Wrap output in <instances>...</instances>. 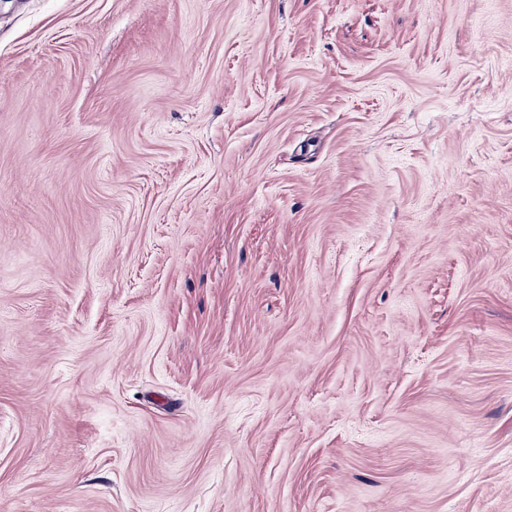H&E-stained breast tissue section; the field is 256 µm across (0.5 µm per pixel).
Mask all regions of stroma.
I'll return each mask as SVG.
<instances>
[{"mask_svg": "<svg viewBox=\"0 0 512 512\" xmlns=\"http://www.w3.org/2000/svg\"><path fill=\"white\" fill-rule=\"evenodd\" d=\"M0 512H512V0H0Z\"/></svg>", "mask_w": 512, "mask_h": 512, "instance_id": "35a3bbf8", "label": "stroma"}]
</instances>
